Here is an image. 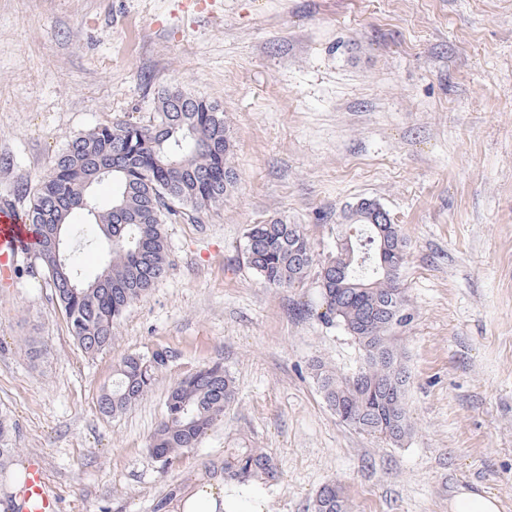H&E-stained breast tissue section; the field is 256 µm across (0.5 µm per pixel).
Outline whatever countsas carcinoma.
<instances>
[{
    "instance_id": "carcinoma-1",
    "label": "carcinoma",
    "mask_w": 512,
    "mask_h": 512,
    "mask_svg": "<svg viewBox=\"0 0 512 512\" xmlns=\"http://www.w3.org/2000/svg\"><path fill=\"white\" fill-rule=\"evenodd\" d=\"M180 89L158 93L155 116L147 124H103L74 136L55 156L49 172L29 190L28 219L36 226L35 253L54 289L67 329L80 349L94 356L112 347L120 319L144 300L166 273L168 243L164 224L189 221L202 210L224 203L236 175L227 163L230 142L224 110ZM112 182V202L103 207L94 193L102 181ZM365 200L344 212L336 225L334 250L324 260L331 266L318 281L327 311L362 348L364 387L354 375L315 365L312 368L327 404L346 424L368 434L401 443L411 432L405 395L409 375L392 336L411 321L401 284L407 242L400 225H385L388 252L369 240ZM80 212L101 232L107 259L91 280L82 277L72 255V216ZM356 234L343 235L341 228ZM69 255L59 260L56 238ZM247 262L264 283L275 288L301 282L314 262L313 247L299 224L273 219L248 232ZM169 355L129 354L115 369L112 387L99 398L100 411L114 416L151 392ZM235 385L224 366L205 365L174 383L164 403V417L152 434L148 452L168 465L197 447L213 423L234 401ZM13 424L0 416V470L8 471L14 449ZM278 479L274 458L261 448H229L223 477L244 482L252 477ZM314 512H348L340 488L331 481L319 491Z\"/></svg>"
}]
</instances>
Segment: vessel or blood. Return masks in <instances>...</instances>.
<instances>
[{
    "label": "vessel or blood",
    "mask_w": 512,
    "mask_h": 512,
    "mask_svg": "<svg viewBox=\"0 0 512 512\" xmlns=\"http://www.w3.org/2000/svg\"><path fill=\"white\" fill-rule=\"evenodd\" d=\"M36 248V235L21 211L10 202L0 203V286L11 287L18 263ZM22 512H57L40 463H31L19 491Z\"/></svg>",
    "instance_id": "b4317fda"
}]
</instances>
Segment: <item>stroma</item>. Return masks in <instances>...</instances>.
Listing matches in <instances>:
<instances>
[{
  "mask_svg": "<svg viewBox=\"0 0 512 512\" xmlns=\"http://www.w3.org/2000/svg\"><path fill=\"white\" fill-rule=\"evenodd\" d=\"M172 87L224 110L237 182L223 205L166 225V275L96 356L35 257L20 260L0 288L13 466L42 464L58 512H157L228 448L279 467L272 484H225L243 512H312L331 481L349 512H450L462 487L512 512V0H0V201L28 208L71 138L148 123ZM362 199L407 241L412 319L394 334L412 433L397 445L343 423L312 377L317 362L364 363L324 319L317 269L272 288L245 253L252 225L281 218L323 260ZM156 349L169 362L153 392L101 414L120 359ZM215 361L234 401L162 465L147 445L169 386Z\"/></svg>",
  "mask_w": 512,
  "mask_h": 512,
  "instance_id": "35a3bbf8",
  "label": "stroma"
}]
</instances>
